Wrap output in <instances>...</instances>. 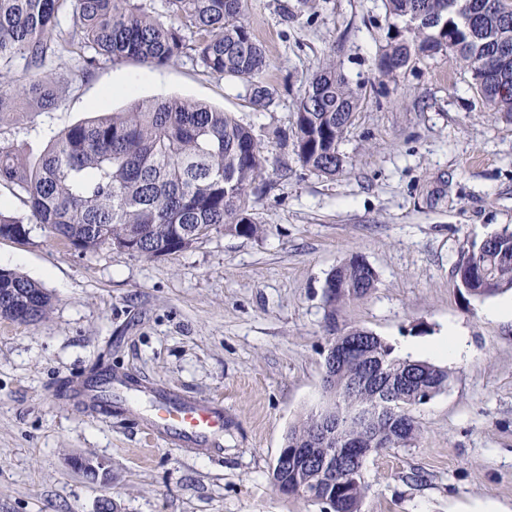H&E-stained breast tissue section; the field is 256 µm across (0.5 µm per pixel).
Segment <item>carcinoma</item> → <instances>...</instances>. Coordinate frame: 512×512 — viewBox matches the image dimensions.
<instances>
[{
	"mask_svg": "<svg viewBox=\"0 0 512 512\" xmlns=\"http://www.w3.org/2000/svg\"><path fill=\"white\" fill-rule=\"evenodd\" d=\"M393 35L379 55L381 75L396 77L416 63L448 52L471 72L476 92L490 110L512 120V71L485 76L497 52L498 27L512 22V0H385ZM167 15L138 0H0V127L51 111L65 87L39 70L62 44L87 52L80 72L99 60L133 61L146 68L177 62L193 51L206 71L237 79L259 107L274 90L265 82V51L244 18L245 0H165ZM72 13L73 30L59 42L60 16ZM195 36L188 44L185 32ZM25 61L34 74L24 83L10 63ZM363 86L352 84L336 62L323 63L296 106L293 153L301 167L334 176L344 159L339 144L352 124ZM268 159L250 129L229 112L180 97L134 99L123 111H94L50 137L39 156L0 140V187L25 206L15 213L0 202V238L30 240L33 225L78 253L108 246L145 257L190 248L212 231L251 238L258 225L249 213L248 190L268 173ZM469 295L491 297L512 289V230L490 236L462 253L455 266ZM377 275L354 256L328 276L324 302L329 321L325 352L346 351L324 361L330 406L307 416L285 436L288 461L276 460L272 485L307 499L310 480L322 482L318 433L339 424L334 447L364 466L373 453L407 446L418 435L412 411L448 385V370L425 360L399 358L380 337L352 327L336 333V314L353 297L375 288ZM0 318L34 323L50 310L38 284L0 269ZM368 486L329 490L332 512H351Z\"/></svg>",
	"mask_w": 512,
	"mask_h": 512,
	"instance_id": "carcinoma-1",
	"label": "carcinoma"
}]
</instances>
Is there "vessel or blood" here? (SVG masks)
<instances>
[{"instance_id": "vessel-or-blood-1", "label": "vessel or blood", "mask_w": 512, "mask_h": 512, "mask_svg": "<svg viewBox=\"0 0 512 512\" xmlns=\"http://www.w3.org/2000/svg\"><path fill=\"white\" fill-rule=\"evenodd\" d=\"M123 384L121 376L108 371L96 381L74 384L72 392L84 406L104 411L112 406L113 390ZM153 402L149 425L156 437H174L196 448L223 446L224 415L212 402L166 392L155 393Z\"/></svg>"}]
</instances>
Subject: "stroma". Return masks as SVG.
<instances>
[{
	"mask_svg": "<svg viewBox=\"0 0 512 512\" xmlns=\"http://www.w3.org/2000/svg\"><path fill=\"white\" fill-rule=\"evenodd\" d=\"M245 18L269 63L270 107L191 52L153 69L102 61L84 76L75 46L44 69L65 86L56 108L0 127L40 152L105 88L130 82L110 110L135 97L206 102L248 126L269 161L249 191L252 238L219 231L153 258L80 254L40 227L25 244L0 239V267L52 296L36 323L0 319V512H98L104 499L116 512H320L278 492L270 472L289 427L328 402L332 325L396 348L452 325L466 337L461 359L443 363L447 388L413 412L417 440L366 460L361 512H512V321L487 314L512 290L477 298L454 275L462 252L512 228V122L453 55L381 76L383 0H246ZM330 57L364 87L333 177L303 169L282 140ZM354 255L377 284L328 322L326 279ZM97 367L128 380L108 413L71 391ZM139 390L223 402L221 453L153 443L149 399L128 401ZM78 457L104 462L105 476L76 470Z\"/></svg>",
	"mask_w": 512,
	"mask_h": 512,
	"instance_id": "stroma-1",
	"label": "stroma"
}]
</instances>
